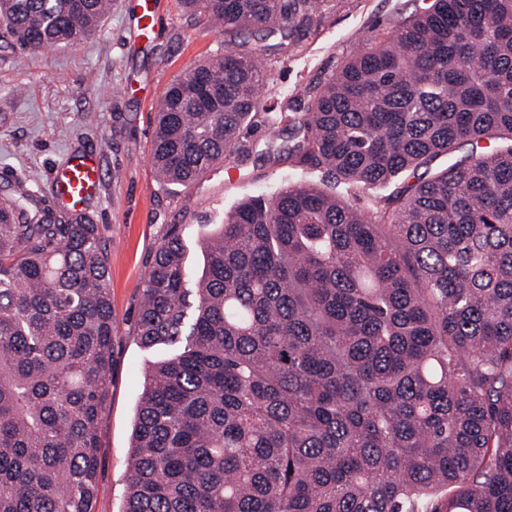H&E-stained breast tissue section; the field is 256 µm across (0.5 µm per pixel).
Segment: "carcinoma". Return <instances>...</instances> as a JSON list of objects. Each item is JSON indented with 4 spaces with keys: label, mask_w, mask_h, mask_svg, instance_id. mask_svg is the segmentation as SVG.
<instances>
[{
    "label": "carcinoma",
    "mask_w": 512,
    "mask_h": 512,
    "mask_svg": "<svg viewBox=\"0 0 512 512\" xmlns=\"http://www.w3.org/2000/svg\"><path fill=\"white\" fill-rule=\"evenodd\" d=\"M111 0H0L33 52L100 31ZM224 27H303L313 0H180ZM267 71L228 46L166 87L151 165L187 187L241 156ZM288 121L306 186L254 196L204 240L173 224L134 334L148 376L122 512H512V0H432ZM440 157L450 159L435 169ZM0 199V512H96L112 384L99 227L22 182Z\"/></svg>",
    "instance_id": "obj_1"
}]
</instances>
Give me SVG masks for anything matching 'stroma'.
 Returning <instances> with one entry per match:
<instances>
[{
    "label": "stroma",
    "instance_id": "1",
    "mask_svg": "<svg viewBox=\"0 0 512 512\" xmlns=\"http://www.w3.org/2000/svg\"><path fill=\"white\" fill-rule=\"evenodd\" d=\"M160 3L155 33L137 40L130 0H112L100 32L90 38L36 53L0 51V188L24 182L40 206L54 212L53 174L68 156L97 155L105 173L100 195L88 204L107 249L115 320L96 512L123 508L137 407L149 368L165 356L138 344L134 322L152 256L170 225H181L190 266L198 271L203 240L252 196L311 185L372 213L385 194L349 187L288 160L269 163L260 124L243 132L251 150L245 162L231 169L215 165L188 188L161 185L150 152L155 107L166 86L216 51L237 45L259 51L266 63L260 115L302 112L349 59L422 6L421 0H318L308 24L283 36L215 29L184 15L178 0Z\"/></svg>",
    "mask_w": 512,
    "mask_h": 512
}]
</instances>
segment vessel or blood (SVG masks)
Returning a JSON list of instances; mask_svg holds the SVG:
<instances>
[{
    "label": "vessel or blood",
    "mask_w": 512,
    "mask_h": 512,
    "mask_svg": "<svg viewBox=\"0 0 512 512\" xmlns=\"http://www.w3.org/2000/svg\"><path fill=\"white\" fill-rule=\"evenodd\" d=\"M101 183L102 174L94 156L74 154L57 169L54 193L68 208L80 210L97 195Z\"/></svg>",
    "instance_id": "b4317fda"
}]
</instances>
